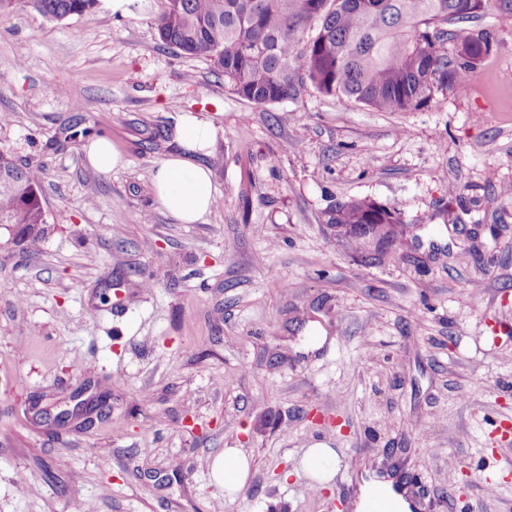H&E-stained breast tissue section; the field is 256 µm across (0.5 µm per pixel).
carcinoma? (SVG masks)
<instances>
[{
    "label": "carcinoma",
    "instance_id": "carcinoma-1",
    "mask_svg": "<svg viewBox=\"0 0 512 512\" xmlns=\"http://www.w3.org/2000/svg\"><path fill=\"white\" fill-rule=\"evenodd\" d=\"M159 40L210 60L238 97L265 106L298 98L307 88L379 112L426 106L435 90L464 85L491 53L493 35H460L449 26L486 14L492 0H160ZM101 0H0V20L31 9L60 21L94 11ZM13 184L0 189V220L34 241L47 223L38 171L0 153ZM366 200L338 202L326 223L345 229L357 252L379 261L371 240L392 239L396 211Z\"/></svg>",
    "mask_w": 512,
    "mask_h": 512
}]
</instances>
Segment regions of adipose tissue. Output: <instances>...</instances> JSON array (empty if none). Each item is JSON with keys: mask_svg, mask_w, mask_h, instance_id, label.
<instances>
[{"mask_svg": "<svg viewBox=\"0 0 512 512\" xmlns=\"http://www.w3.org/2000/svg\"><path fill=\"white\" fill-rule=\"evenodd\" d=\"M218 134L213 122L192 113L179 115L173 125V148L157 163L152 185L156 201L179 223H197L214 206L216 187L209 159ZM211 471L225 497H232L248 479L249 458L242 449H225L213 459Z\"/></svg>", "mask_w": 512, "mask_h": 512, "instance_id": "1", "label": "adipose tissue"}]
</instances>
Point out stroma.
<instances>
[{
    "mask_svg": "<svg viewBox=\"0 0 512 512\" xmlns=\"http://www.w3.org/2000/svg\"><path fill=\"white\" fill-rule=\"evenodd\" d=\"M468 28L494 36L468 83L377 112L249 103L144 0L0 21V152L47 213L36 246L0 230V512L351 507L360 472L316 497L297 469L319 442L403 470L424 512H512V0ZM182 112L224 130L196 224L152 187ZM100 134L125 168L89 166ZM353 199L402 219L382 261L325 221ZM227 448L253 462L232 501ZM212 476L224 487L226 498L232 499L245 485L250 471L248 456L240 448H227L212 461Z\"/></svg>",
    "mask_w": 512,
    "mask_h": 512,
    "instance_id": "stroma-1",
    "label": "stroma"
}]
</instances>
